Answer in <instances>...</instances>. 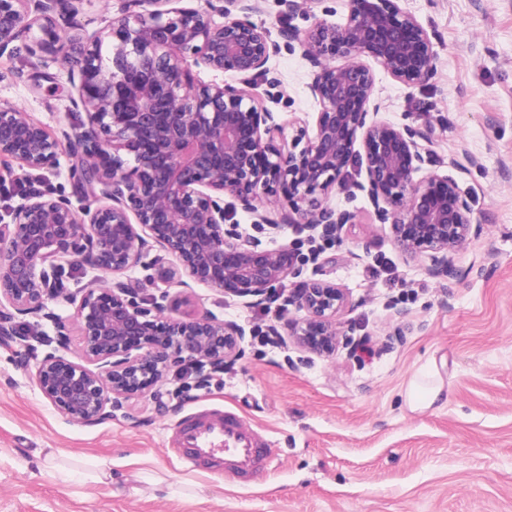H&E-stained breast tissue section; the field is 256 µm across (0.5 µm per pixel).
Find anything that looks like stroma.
I'll use <instances>...</instances> for the list:
<instances>
[{"mask_svg": "<svg viewBox=\"0 0 512 512\" xmlns=\"http://www.w3.org/2000/svg\"><path fill=\"white\" fill-rule=\"evenodd\" d=\"M128 0H77L55 16L75 37L128 7ZM424 24L437 51L431 78L413 88L378 63L374 97L381 119L430 131L434 162L447 166L471 202L475 225L452 257L449 274L427 258L405 259L365 192L361 158L350 161L329 207L353 214L337 239L252 227L225 197L228 223L248 228L259 246L288 245L299 280L319 277L344 288L337 318L354 350L325 357L269 346L268 327L298 317L250 306L210 288L171 287L185 298L175 317L209 311L244 326V352L223 376L195 386L179 367L160 398L142 395L95 426L70 421L41 396L0 347V512H512V0H399ZM348 0H262L255 22L281 51L268 66L280 82L270 103L280 123L312 122L318 107L306 84L311 68L287 36L314 18L344 22ZM70 66L32 53L25 41L0 55V98L54 133L85 121L73 102ZM26 171L0 161V224L30 191L50 192L75 208L98 204L72 175ZM441 364L443 393L411 411L403 393L429 363ZM221 407L244 416L268 441L269 464L247 484L228 474L187 472L170 448L177 424ZM55 454L39 467V451ZM100 468L111 482L70 478Z\"/></svg>", "mask_w": 512, "mask_h": 512, "instance_id": "1", "label": "stroma"}]
</instances>
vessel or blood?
<instances>
[{"instance_id": "b4317fda", "label": "vessel or blood", "mask_w": 512, "mask_h": 512, "mask_svg": "<svg viewBox=\"0 0 512 512\" xmlns=\"http://www.w3.org/2000/svg\"><path fill=\"white\" fill-rule=\"evenodd\" d=\"M171 446L186 469L228 471L242 482L266 458L265 438L237 414L219 408L180 423Z\"/></svg>"}]
</instances>
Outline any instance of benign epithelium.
I'll return each mask as SVG.
<instances>
[{
	"label": "benign epithelium",
	"mask_w": 512,
	"mask_h": 512,
	"mask_svg": "<svg viewBox=\"0 0 512 512\" xmlns=\"http://www.w3.org/2000/svg\"><path fill=\"white\" fill-rule=\"evenodd\" d=\"M64 2L0 0V53L26 36L33 52L58 57L63 36L54 14ZM142 2L151 8L121 12L84 34L70 56L87 118L79 131L60 138L0 101V159L56 171L61 157L78 158L81 179L99 186V205L81 212L29 192L11 223L0 224V344L14 349L49 404L86 426L161 385L173 364L205 386L241 356L245 330L237 322L210 312L166 316L173 285L292 306L303 316L287 325L288 337L316 354L353 346L336 326L349 304L344 289L315 278L287 287L297 275L288 245L258 249L239 225L225 224L220 197L236 198L254 223L277 233L293 226L334 239L353 215L328 208L326 199L361 153L359 187L390 222L404 256L426 255L432 273H446L473 226L452 176L429 170L417 177L431 162L430 135L368 120L379 105L363 58L407 87L433 71L427 29L395 0H349L345 22L317 19L292 37L311 67L307 89L319 112L313 131L300 126L281 147L271 138L283 127L256 92L279 52L270 30L250 19L260 0H226L239 15L223 8L220 22L183 0ZM193 66L237 74L245 87L198 80ZM155 247L152 285L164 288L147 297L130 272ZM168 256L176 265H165ZM67 266L83 270L72 288L63 280ZM73 327L77 360L63 354ZM51 344L54 351L37 357V346Z\"/></svg>",
	"instance_id": "benign-epithelium-1"
}]
</instances>
